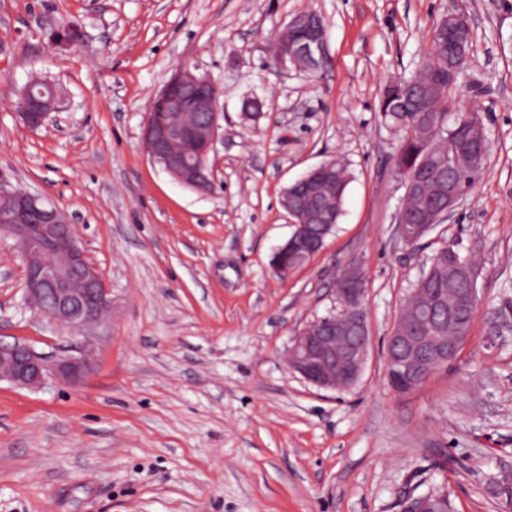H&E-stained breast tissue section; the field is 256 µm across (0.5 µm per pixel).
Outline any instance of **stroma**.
Returning a JSON list of instances; mask_svg holds the SVG:
<instances>
[{
	"instance_id": "stroma-1",
	"label": "stroma",
	"mask_w": 512,
	"mask_h": 512,
	"mask_svg": "<svg viewBox=\"0 0 512 512\" xmlns=\"http://www.w3.org/2000/svg\"><path fill=\"white\" fill-rule=\"evenodd\" d=\"M458 6L474 47L455 106L481 111L491 149L471 194L411 248L378 103ZM306 8L327 23L319 81L267 64L271 34ZM63 21L82 40L57 51L48 35ZM181 65L223 91L210 193L142 149L149 100ZM35 75L63 101L33 130L16 103ZM248 95L263 102L254 120ZM332 158L351 173L339 222L280 276L272 255L293 232L283 193ZM0 183L64 211L112 290L109 320L91 330L34 314L0 232V341L93 346L78 383L0 382V512H400L428 491L454 512H502L486 482L512 469V332L493 347L487 334L512 287V0H0ZM445 246L478 258L480 302L456 361L400 396L386 339ZM353 260L368 360L354 386L323 390L285 356Z\"/></svg>"
}]
</instances>
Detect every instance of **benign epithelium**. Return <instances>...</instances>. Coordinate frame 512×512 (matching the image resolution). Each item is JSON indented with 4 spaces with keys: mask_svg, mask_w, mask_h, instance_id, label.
<instances>
[{
    "mask_svg": "<svg viewBox=\"0 0 512 512\" xmlns=\"http://www.w3.org/2000/svg\"><path fill=\"white\" fill-rule=\"evenodd\" d=\"M468 20L459 10L441 19L438 29L448 35V64L464 53L463 28ZM329 58L327 24L314 10L295 14L284 30L274 36L268 65L275 71H316ZM431 94L428 83L414 88V108L425 111ZM222 90L207 75L179 67L155 94L147 111L142 144L150 160L160 165L179 184L209 193L214 187L210 153L215 151L224 113ZM20 120L31 129L46 124L50 113L28 93L21 96ZM336 161L326 160L308 170L291 185V201L283 206L295 230L275 251L273 268L281 275L290 272L288 262L299 267L324 246L325 221L335 185ZM460 203L453 192L438 198L437 208L420 217L422 222L441 224ZM406 202H401L396 223L402 241L415 247L423 239L422 223H407ZM0 227L16 240L25 264V301L36 313L76 330L99 322L111 308V290L88 261L79 244L76 226L57 207L23 189L0 184ZM441 255L448 273L466 281L456 303L447 305L433 291L416 289L407 296L386 343V370L392 391L410 394L436 370L432 363L448 365L457 359L468 334L439 336L448 324L462 326L466 310L479 304L478 269L460 259L452 248ZM337 299L342 318L331 311L299 331L288 349L291 371L308 383L325 390H343L360 379L368 356L369 327L356 303L364 302V277L352 261L337 278ZM88 353L65 351L43 353L24 341L0 342V381L18 387H39L49 379L77 383L89 372Z\"/></svg>",
    "mask_w": 512,
    "mask_h": 512,
    "instance_id": "7a95c632",
    "label": "benign epithelium"
}]
</instances>
